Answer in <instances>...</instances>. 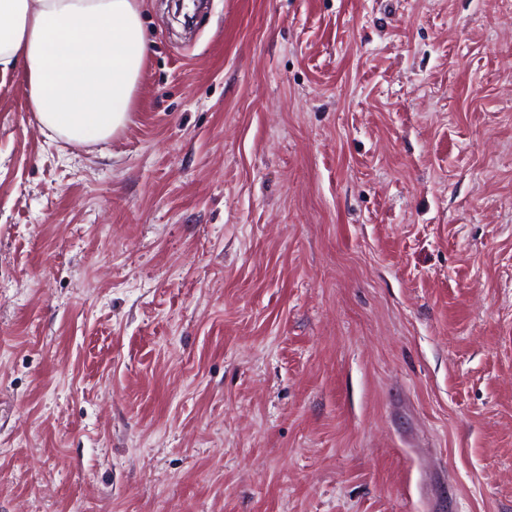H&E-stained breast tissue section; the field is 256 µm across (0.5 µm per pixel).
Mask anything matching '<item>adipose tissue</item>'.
I'll return each instance as SVG.
<instances>
[{"instance_id":"obj_1","label":"adipose tissue","mask_w":512,"mask_h":512,"mask_svg":"<svg viewBox=\"0 0 512 512\" xmlns=\"http://www.w3.org/2000/svg\"><path fill=\"white\" fill-rule=\"evenodd\" d=\"M142 0H0V73L21 70L46 130L104 140L129 120L148 43Z\"/></svg>"}]
</instances>
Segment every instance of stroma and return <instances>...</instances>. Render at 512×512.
Wrapping results in <instances>:
<instances>
[{
    "label": "stroma",
    "mask_w": 512,
    "mask_h": 512,
    "mask_svg": "<svg viewBox=\"0 0 512 512\" xmlns=\"http://www.w3.org/2000/svg\"><path fill=\"white\" fill-rule=\"evenodd\" d=\"M144 4L0 74V512H512V0ZM143 0H0V73L24 75L46 130L105 140L129 120L148 43Z\"/></svg>",
    "instance_id": "obj_1"
}]
</instances>
